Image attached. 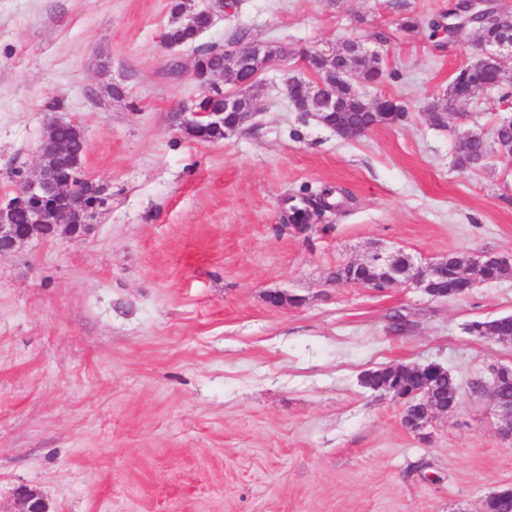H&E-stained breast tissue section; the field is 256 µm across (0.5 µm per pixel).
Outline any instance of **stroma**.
<instances>
[{
    "mask_svg": "<svg viewBox=\"0 0 512 512\" xmlns=\"http://www.w3.org/2000/svg\"><path fill=\"white\" fill-rule=\"evenodd\" d=\"M174 2L0 0V202L34 175L51 119L81 127L83 171L108 188L89 237L0 257V512L21 485L53 512H477L512 488V442L475 392L512 343L467 326L512 314V276L449 300L329 281L376 252L512 259V160L454 164L458 131L492 139L506 110L501 88L448 96L475 57L429 26L452 0H228L171 49ZM348 41L386 73L360 96L407 109L355 139L283 86L299 54ZM246 43L289 50L259 77V112L224 140L188 136L196 46ZM325 187L314 227L287 229V199ZM430 362L460 408L419 433L360 384Z\"/></svg>",
    "mask_w": 512,
    "mask_h": 512,
    "instance_id": "obj_1",
    "label": "stroma"
}]
</instances>
